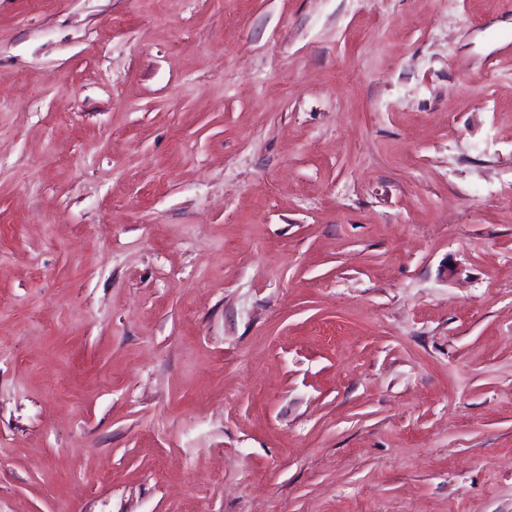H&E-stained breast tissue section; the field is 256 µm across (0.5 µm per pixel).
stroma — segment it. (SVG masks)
I'll return each mask as SVG.
<instances>
[{"label":"stroma","mask_w":512,"mask_h":512,"mask_svg":"<svg viewBox=\"0 0 512 512\" xmlns=\"http://www.w3.org/2000/svg\"><path fill=\"white\" fill-rule=\"evenodd\" d=\"M0 512H512V0H0Z\"/></svg>","instance_id":"1"}]
</instances>
